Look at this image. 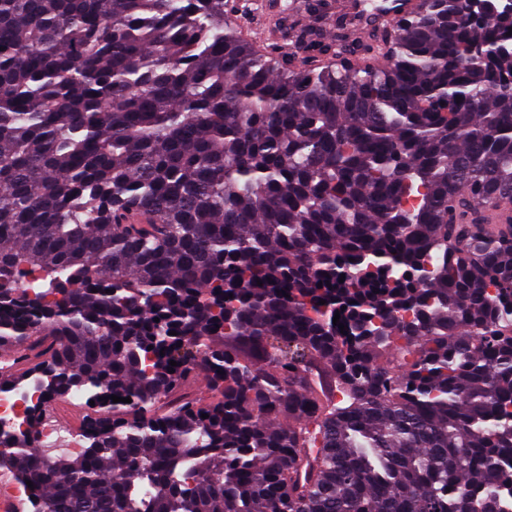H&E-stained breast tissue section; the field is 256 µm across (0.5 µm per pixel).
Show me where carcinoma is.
I'll return each instance as SVG.
<instances>
[{"label":"carcinoma","mask_w":512,"mask_h":512,"mask_svg":"<svg viewBox=\"0 0 512 512\" xmlns=\"http://www.w3.org/2000/svg\"><path fill=\"white\" fill-rule=\"evenodd\" d=\"M487 2L364 36L305 0L260 44L238 0H0V347L27 351L0 391L50 381L33 424L97 406L76 455L0 433L38 512H512V16Z\"/></svg>","instance_id":"carcinoma-1"}]
</instances>
